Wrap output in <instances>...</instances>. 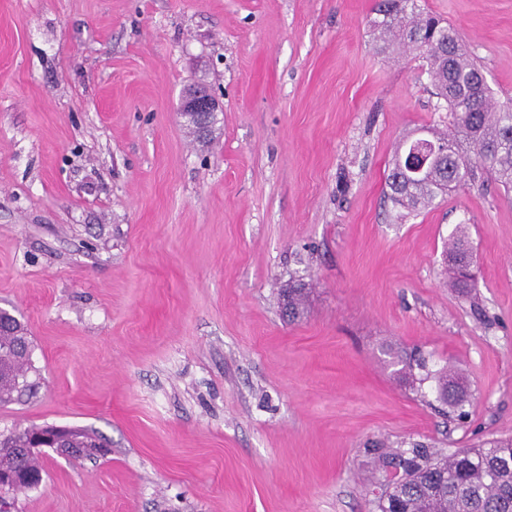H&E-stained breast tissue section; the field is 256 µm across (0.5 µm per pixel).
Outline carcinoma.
<instances>
[{"label": "carcinoma", "instance_id": "1", "mask_svg": "<svg viewBox=\"0 0 512 512\" xmlns=\"http://www.w3.org/2000/svg\"><path fill=\"white\" fill-rule=\"evenodd\" d=\"M383 49L395 44L414 47L426 63V73L437 95L448 104L454 131L437 138L448 146V170L429 172L421 181L410 179L399 164L388 176L392 202L411 211L431 203L467 182L476 169L487 171L508 191L512 189V98L497 100L480 66L467 54L456 30L418 8L416 0H382L376 8ZM472 253L458 237L448 260L453 287L468 288L472 280ZM280 310L288 320L307 310L305 284L290 282L278 291ZM31 341L27 329L9 313L0 311V405L13 401L18 380L32 369ZM402 371L416 389L430 381L437 399L457 417H464L463 395L448 394L453 377L447 370H430L422 361L406 364ZM29 444L27 430L0 439V471H38L41 461L17 452ZM72 448H102L92 433L69 430ZM374 454L378 468L392 469V477L376 496L378 512H512V441H493L477 448H462L451 456L421 444L395 452Z\"/></svg>", "mask_w": 512, "mask_h": 512}]
</instances>
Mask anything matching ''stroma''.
Returning <instances> with one entry per match:
<instances>
[{
	"mask_svg": "<svg viewBox=\"0 0 512 512\" xmlns=\"http://www.w3.org/2000/svg\"><path fill=\"white\" fill-rule=\"evenodd\" d=\"M375 3L0 0V309L34 365L0 434L110 448L46 451L15 512H375L367 449L512 440V196L480 175L399 218L397 146L451 114ZM420 5L512 97V0ZM199 80L204 142L179 112ZM411 353L462 383L465 422L405 383ZM219 102L215 96L204 86L191 84L181 96V111L199 118L204 125L207 116L217 112ZM472 253L467 241L463 237H457L453 243L448 260V277L454 288H470L472 274ZM307 288L301 282H290L278 291V305L282 314L288 311V320L301 318L307 310Z\"/></svg>",
	"mask_w": 512,
	"mask_h": 512,
	"instance_id": "35a3bbf8",
	"label": "stroma"
}]
</instances>
